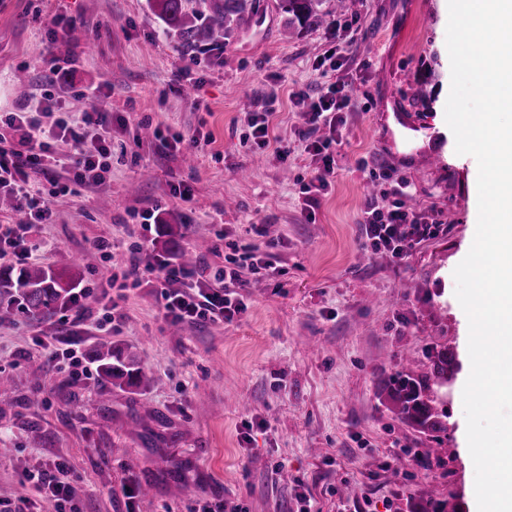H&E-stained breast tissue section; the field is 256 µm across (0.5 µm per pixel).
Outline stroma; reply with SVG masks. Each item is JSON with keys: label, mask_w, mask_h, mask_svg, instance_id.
Returning a JSON list of instances; mask_svg holds the SVG:
<instances>
[{"label": "stroma", "mask_w": 512, "mask_h": 512, "mask_svg": "<svg viewBox=\"0 0 512 512\" xmlns=\"http://www.w3.org/2000/svg\"><path fill=\"white\" fill-rule=\"evenodd\" d=\"M263 2L250 31L185 54L147 0H0V121L24 103L49 121L67 118L95 88L113 116L92 133L112 143L106 183L53 198L50 223L29 231L32 264L106 288L131 263H176L175 240L212 270L235 246L275 265L249 275L248 309L231 324L167 321L152 276L127 284L118 331L95 317L1 322L10 382L0 386V512L32 496L26 472L56 460L83 512H197L224 499L245 512H477L462 406L468 320L453 271L475 236L478 166L456 154L445 120L448 0H321L322 24L291 27L278 0ZM58 12L78 39L51 40ZM348 23L356 42L336 70L327 60ZM187 65L189 81L179 77ZM53 66L60 80L44 85ZM339 79L354 106L332 187L306 209L300 188L315 161L302 139L308 104L294 93L314 96ZM388 92L436 133L439 164L421 169L420 157L403 156L398 133L382 131ZM267 110L287 160L249 138L250 113ZM160 126L211 142L162 153ZM362 160L413 180L410 207L441 214L443 232L416 245L406 265L366 247ZM181 183L190 201L174 196ZM101 238L112 240L111 258L85 263ZM63 336L85 358L116 345L141 367L142 384L120 389L96 371L72 380L48 359ZM444 347L448 380L432 393L448 416L433 434L398 414L390 388L402 373L428 376L431 353ZM438 446L447 457L426 468L405 454Z\"/></svg>", "instance_id": "35a3bbf8"}]
</instances>
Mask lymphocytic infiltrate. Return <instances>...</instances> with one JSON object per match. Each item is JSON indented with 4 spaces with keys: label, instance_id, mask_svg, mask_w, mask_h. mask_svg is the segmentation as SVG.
<instances>
[{
    "label": "lymphocytic infiltrate",
    "instance_id": "f902f5d3",
    "mask_svg": "<svg viewBox=\"0 0 512 512\" xmlns=\"http://www.w3.org/2000/svg\"><path fill=\"white\" fill-rule=\"evenodd\" d=\"M351 108L349 92L345 84L339 82L312 98L303 114L305 148L317 164L314 176L302 187L304 205L313 204L317 194L327 191L331 185L336 145ZM6 125L17 136L19 146L0 149V189L11 190L29 219L19 224H1L0 244L11 248L16 261L24 262L30 257L25 242L32 221H46L51 216L41 183L53 181L54 163L72 169L75 185L106 182L111 146L103 139L88 140L87 131L111 127L112 114L102 109L84 111L46 128L38 116L22 109L11 115ZM59 141L71 143L73 153L58 154L55 144ZM368 178L381 186L378 193L367 197L358 215L368 247L371 253L388 256L394 264H404L417 244L437 235L440 223L432 214L407 206L414 185L396 175L391 166L382 163L369 169ZM270 267L267 257L251 251L226 257L219 274L220 287L209 288L197 278L194 270L161 265L157 269V277L163 283L160 305L165 317L175 322L219 320L232 323L247 309L239 293L246 285L244 270L256 274ZM65 471V462L58 460L27 473L26 480L32 484L35 497H40L53 512H82L72 497Z\"/></svg>",
    "mask_w": 512,
    "mask_h": 512
}]
</instances>
